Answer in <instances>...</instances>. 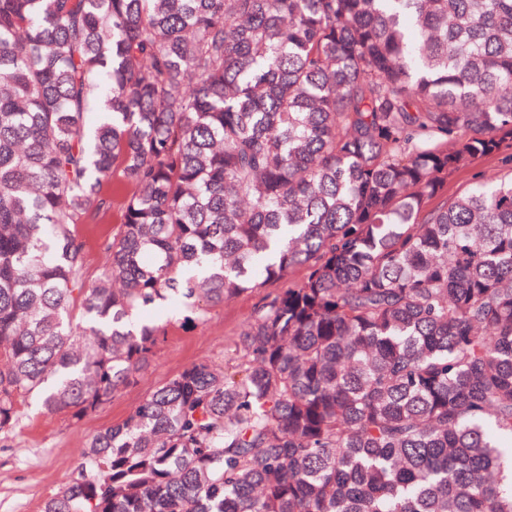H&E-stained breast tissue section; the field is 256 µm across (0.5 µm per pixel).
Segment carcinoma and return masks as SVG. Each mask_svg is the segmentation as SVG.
Here are the masks:
<instances>
[{"mask_svg":"<svg viewBox=\"0 0 512 512\" xmlns=\"http://www.w3.org/2000/svg\"><path fill=\"white\" fill-rule=\"evenodd\" d=\"M509 141L512 0H0V433L288 282L42 512H512ZM511 153L512 146L503 147L496 156L477 158L458 172L449 176L447 183L448 198L464 192L471 182L481 174L491 170L505 169ZM116 205L110 211L100 216L97 221H87L79 226V233L85 243L86 264L89 275L94 277L101 265L100 245L102 241L115 231L117 223Z\"/></svg>","mask_w":512,"mask_h":512,"instance_id":"1","label":"carcinoma"}]
</instances>
